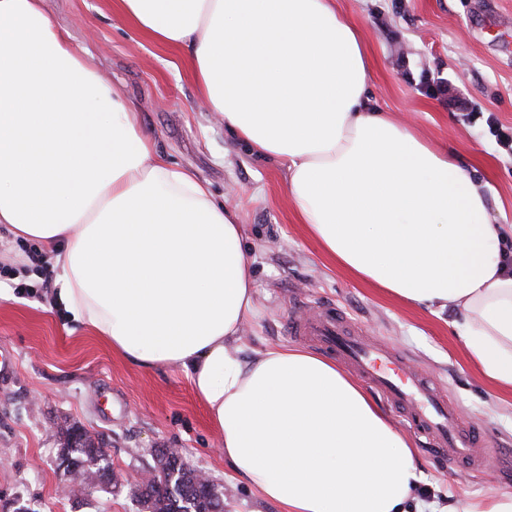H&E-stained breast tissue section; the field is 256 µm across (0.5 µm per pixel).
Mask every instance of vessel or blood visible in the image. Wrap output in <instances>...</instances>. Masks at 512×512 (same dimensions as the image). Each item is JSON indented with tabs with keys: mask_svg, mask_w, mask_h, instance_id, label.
I'll return each mask as SVG.
<instances>
[{
	"mask_svg": "<svg viewBox=\"0 0 512 512\" xmlns=\"http://www.w3.org/2000/svg\"><path fill=\"white\" fill-rule=\"evenodd\" d=\"M287 333L309 339L347 365L452 463L474 468L491 455L485 436L471 430L446 392L402 352L368 341L362 325L345 313L326 307L309 310L306 317L289 319Z\"/></svg>",
	"mask_w": 512,
	"mask_h": 512,
	"instance_id": "obj_1",
	"label": "vessel or blood"
}]
</instances>
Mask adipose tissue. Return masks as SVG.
<instances>
[{
  "mask_svg": "<svg viewBox=\"0 0 512 512\" xmlns=\"http://www.w3.org/2000/svg\"><path fill=\"white\" fill-rule=\"evenodd\" d=\"M116 5L189 60L206 111L281 164L290 207L333 265L406 305L454 309L465 357L512 395L503 227L453 152L377 105L364 35L336 0ZM0 224L50 255L71 320L134 364L188 377L258 501L409 512L426 480L413 442L336 360L248 349L238 209L156 153L42 0H0Z\"/></svg>",
  "mask_w": 512,
  "mask_h": 512,
  "instance_id": "obj_1",
  "label": "adipose tissue"
}]
</instances>
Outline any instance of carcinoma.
<instances>
[{"label":"carcinoma","instance_id":"cac0c4a2","mask_svg":"<svg viewBox=\"0 0 512 512\" xmlns=\"http://www.w3.org/2000/svg\"><path fill=\"white\" fill-rule=\"evenodd\" d=\"M61 449L79 458L75 475L92 482L98 479L101 464L107 462L103 440L84 427L72 424L61 429ZM178 470L173 481H152L132 490L136 501L148 512H224V493L215 484L200 482L193 469L169 451L156 454L155 470Z\"/></svg>","mask_w":512,"mask_h":512}]
</instances>
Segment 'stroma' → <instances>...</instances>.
<instances>
[{"instance_id":"35a3bbf8","label":"stroma","mask_w":512,"mask_h":512,"mask_svg":"<svg viewBox=\"0 0 512 512\" xmlns=\"http://www.w3.org/2000/svg\"><path fill=\"white\" fill-rule=\"evenodd\" d=\"M361 27L373 62L370 92L402 123L448 146L471 171L495 223L512 238V153L496 128L512 129V0H337ZM72 45L137 109L143 131L172 163L210 184L217 200L239 205L247 229L258 314L249 344H293V301L345 312L369 340L400 350L447 390L464 418L498 447L512 449V407L467 364L456 316L404 305L333 266L288 204L285 173L231 136L198 104L181 55L125 23L112 0H44ZM9 234L0 235V512H140L131 475L153 468V449H181L224 493V512H280L234 478L220 437L187 378L145 369L113 354L57 309L50 289ZM103 435L114 482L89 491L62 488L56 468L60 427ZM429 491L475 500L512 493V468L489 459L478 471L421 455Z\"/></svg>"}]
</instances>
